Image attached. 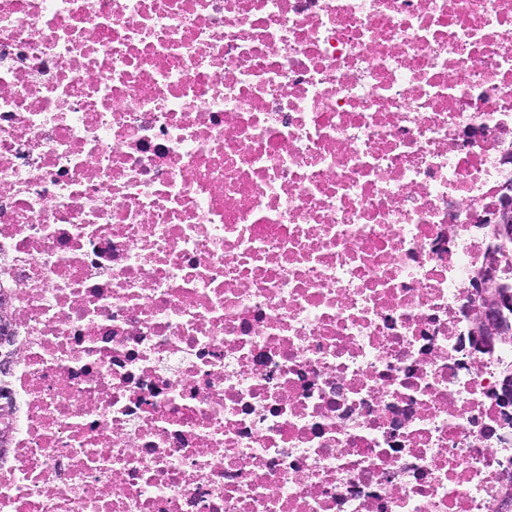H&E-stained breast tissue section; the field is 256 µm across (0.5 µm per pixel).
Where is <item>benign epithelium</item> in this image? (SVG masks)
I'll return each instance as SVG.
<instances>
[{
  "instance_id": "obj_1",
  "label": "benign epithelium",
  "mask_w": 512,
  "mask_h": 512,
  "mask_svg": "<svg viewBox=\"0 0 512 512\" xmlns=\"http://www.w3.org/2000/svg\"><path fill=\"white\" fill-rule=\"evenodd\" d=\"M504 206L498 214V223L503 226L512 224V186H503ZM497 257L491 254L488 262L476 275L477 292L485 300V310L473 334L482 340L508 342L512 340V323L504 316L503 309L512 305V297L501 291V285L496 276Z\"/></svg>"
}]
</instances>
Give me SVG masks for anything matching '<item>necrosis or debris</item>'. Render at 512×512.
Listing matches in <instances>:
<instances>
[{
  "label": "necrosis or debris",
  "mask_w": 512,
  "mask_h": 512,
  "mask_svg": "<svg viewBox=\"0 0 512 512\" xmlns=\"http://www.w3.org/2000/svg\"><path fill=\"white\" fill-rule=\"evenodd\" d=\"M512 0H0V512H506ZM504 198V206L498 214V224L504 227L510 225L507 234H500L497 237L493 230V250L505 259L511 260L512 257V186L505 184L502 189ZM496 253H491L488 262L476 275L477 292L480 293L485 300V310L476 326L473 328V334L480 337L488 343L495 341L509 342L512 334V324L504 316L503 309L510 307L508 310L509 320L511 321L512 307L510 306V296L503 293L500 288L499 281L496 276L497 257ZM7 320H8V318L3 319L1 316V313H0V351H1L0 361L2 360L1 361V369L3 371L2 372L0 370V400H1L2 404H6V409H7V412L3 413L4 407H2V404L0 403V426H1V429H0L1 446H0V448H2L3 437L5 436L8 428L12 424L13 411H14L13 404L11 403V401L8 400V399H10V397H4V396H7L6 388L8 386V375L10 374L11 363H12V360H10V359L12 358L11 354H13L11 351H9V345H10L9 336H7L5 334L6 329L9 325ZM6 345L8 346V349L6 351H4L3 348H5ZM3 359H6L10 363V369L7 370V366H8L7 362H3ZM4 371H6V372H4ZM5 398L7 400L2 401Z\"/></svg>",
  "instance_id": "obj_1"
}]
</instances>
